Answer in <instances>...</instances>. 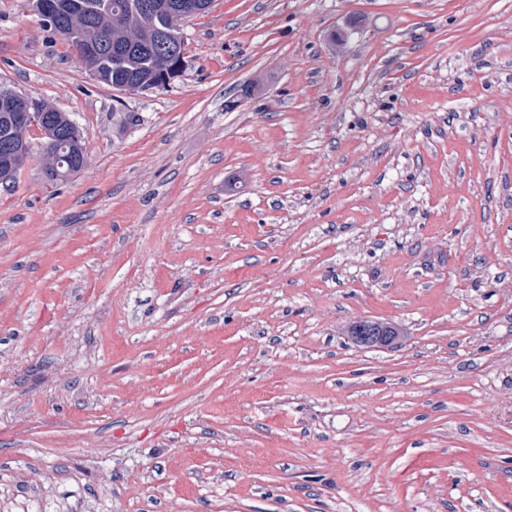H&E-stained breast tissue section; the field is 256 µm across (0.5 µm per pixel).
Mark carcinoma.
Wrapping results in <instances>:
<instances>
[{
	"mask_svg": "<svg viewBox=\"0 0 512 512\" xmlns=\"http://www.w3.org/2000/svg\"><path fill=\"white\" fill-rule=\"evenodd\" d=\"M136 2L138 0H72V37L59 31L54 18L43 15L41 21L49 33L73 49L79 39L98 42V54L86 60L85 67L97 71L100 83L113 88L144 80L162 82L166 77H173V71L181 72L186 66L185 41L176 45L177 55L172 56L164 50L159 36V30L171 24L173 5L178 0H153L158 12L151 17L139 12ZM45 109L55 117V137L71 144L67 165L45 168L49 181H62L69 167L87 165L84 137L80 127L70 124L61 111L48 105ZM368 333L382 337V341L389 344L399 335L394 326L372 320H358L348 330L354 342Z\"/></svg>",
	"mask_w": 512,
	"mask_h": 512,
	"instance_id": "1",
	"label": "carcinoma"
}]
</instances>
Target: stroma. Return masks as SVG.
<instances>
[{
	"label": "stroma",
	"instance_id": "stroma-1",
	"mask_svg": "<svg viewBox=\"0 0 512 512\" xmlns=\"http://www.w3.org/2000/svg\"><path fill=\"white\" fill-rule=\"evenodd\" d=\"M181 29L122 94L0 0V86L88 156L0 186V512H512V0ZM40 103L46 110L50 111L51 115L55 117V120L53 121V133L56 138L59 140L68 141L71 144L70 153L68 155V162L64 163L63 167L58 166L57 169H55L52 166L46 167L47 161L51 160V158L47 155L40 154L43 165L45 168L44 174L46 178L53 182V181H63L67 175L68 169L70 165L71 167L78 168V167H85L87 165V156L85 152V146H84V137L83 133L80 129V127L76 124L74 119L67 113L66 115H69V118L62 115L61 111L50 107L44 103ZM72 124H70L68 121ZM49 171V172H48ZM60 174V175H58ZM368 333L374 336H382L381 342H387L388 345L393 342L395 336H399L398 329L389 323L372 320H358L348 330V336L354 342L362 339V336H367Z\"/></svg>",
	"mask_w": 512,
	"mask_h": 512
}]
</instances>
